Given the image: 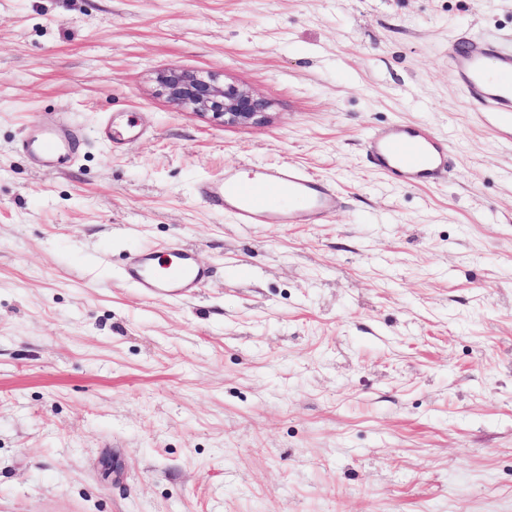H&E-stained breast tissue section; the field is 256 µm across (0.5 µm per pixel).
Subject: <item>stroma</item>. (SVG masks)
Masks as SVG:
<instances>
[{"mask_svg": "<svg viewBox=\"0 0 512 512\" xmlns=\"http://www.w3.org/2000/svg\"><path fill=\"white\" fill-rule=\"evenodd\" d=\"M462 35L511 38L512 0H0V512H512V131L451 77ZM164 69L270 118L186 112ZM52 120L82 147L47 172L18 144ZM398 121L446 182L367 162ZM283 162L344 208L237 224L196 193ZM180 243L195 298L124 278ZM157 90L193 114L224 126H248L268 119L270 103L245 85L226 83L215 75L164 70L155 78ZM362 149L378 172L411 187L439 184L452 160L443 138L424 126L403 122L370 130Z\"/></svg>", "mask_w": 512, "mask_h": 512, "instance_id": "1", "label": "stroma"}]
</instances>
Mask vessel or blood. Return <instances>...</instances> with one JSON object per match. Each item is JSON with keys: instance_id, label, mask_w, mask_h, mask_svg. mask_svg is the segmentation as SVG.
Instances as JSON below:
<instances>
[{"instance_id": "obj_1", "label": "vessel or blood", "mask_w": 512, "mask_h": 512, "mask_svg": "<svg viewBox=\"0 0 512 512\" xmlns=\"http://www.w3.org/2000/svg\"><path fill=\"white\" fill-rule=\"evenodd\" d=\"M448 69L475 105L512 120V47L486 39L451 42ZM20 148L41 169L54 172L73 161L77 136L47 126L26 136ZM362 149L378 172L404 186L439 184L451 166L447 142L420 125L395 122L372 129ZM197 194L239 224H317L343 204L332 183L291 163L252 167L246 180L228 171L200 182ZM124 276L145 296L186 299L204 286L210 271L194 250L172 246L136 252Z\"/></svg>"}]
</instances>
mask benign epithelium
<instances>
[{
  "mask_svg": "<svg viewBox=\"0 0 512 512\" xmlns=\"http://www.w3.org/2000/svg\"><path fill=\"white\" fill-rule=\"evenodd\" d=\"M157 90L188 112L226 126L260 124L270 103L245 85L226 83L215 75L164 70L155 78Z\"/></svg>",
  "mask_w": 512,
  "mask_h": 512,
  "instance_id": "benign-epithelium-1",
  "label": "benign epithelium"
}]
</instances>
